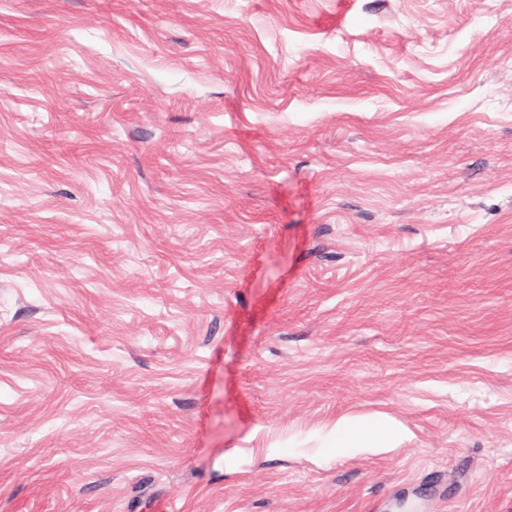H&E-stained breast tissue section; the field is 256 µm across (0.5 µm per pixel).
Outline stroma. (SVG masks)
Instances as JSON below:
<instances>
[{
    "label": "stroma",
    "mask_w": 512,
    "mask_h": 512,
    "mask_svg": "<svg viewBox=\"0 0 512 512\" xmlns=\"http://www.w3.org/2000/svg\"><path fill=\"white\" fill-rule=\"evenodd\" d=\"M488 7L0 0V512H512ZM407 437L406 427L396 418L344 415L330 428L321 429L322 448H336V453L354 455L369 449L394 448Z\"/></svg>",
    "instance_id": "1"
}]
</instances>
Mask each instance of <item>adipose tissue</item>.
I'll use <instances>...</instances> for the list:
<instances>
[{
    "mask_svg": "<svg viewBox=\"0 0 512 512\" xmlns=\"http://www.w3.org/2000/svg\"><path fill=\"white\" fill-rule=\"evenodd\" d=\"M407 436L406 427L396 418L344 415L328 428L321 429L318 439L322 447L338 453L354 455L370 449L393 448Z\"/></svg>",
    "mask_w": 512,
    "mask_h": 512,
    "instance_id": "ef3b65f1",
    "label": "adipose tissue"
}]
</instances>
